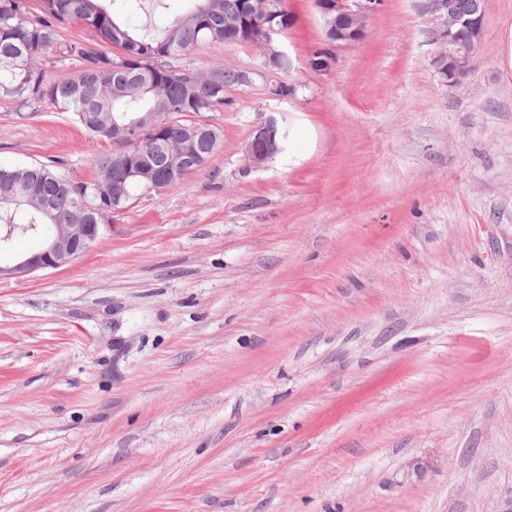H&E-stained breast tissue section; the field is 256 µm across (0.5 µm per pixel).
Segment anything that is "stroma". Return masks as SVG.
I'll return each instance as SVG.
<instances>
[{"instance_id":"obj_1","label":"stroma","mask_w":512,"mask_h":512,"mask_svg":"<svg viewBox=\"0 0 512 512\" xmlns=\"http://www.w3.org/2000/svg\"><path fill=\"white\" fill-rule=\"evenodd\" d=\"M281 5L294 96L225 90L205 167L0 280V512H499L512 489V0L453 85L417 0L340 47L314 0ZM263 114L284 149L252 168ZM98 150L0 100V165L85 177Z\"/></svg>"}]
</instances>
